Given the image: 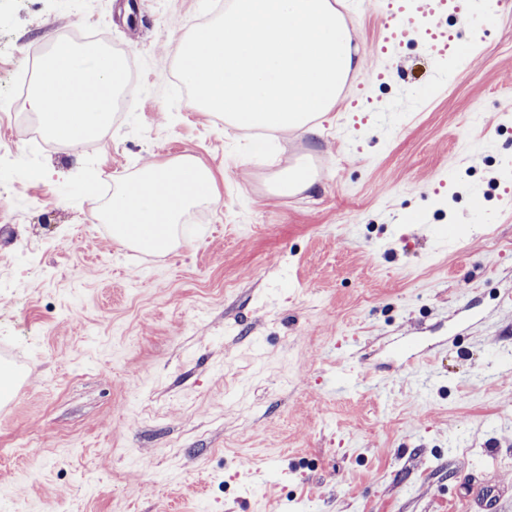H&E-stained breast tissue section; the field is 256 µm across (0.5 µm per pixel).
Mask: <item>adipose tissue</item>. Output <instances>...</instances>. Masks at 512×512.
Returning a JSON list of instances; mask_svg holds the SVG:
<instances>
[{
	"mask_svg": "<svg viewBox=\"0 0 512 512\" xmlns=\"http://www.w3.org/2000/svg\"><path fill=\"white\" fill-rule=\"evenodd\" d=\"M122 88L120 59L105 49L61 39L54 43L26 104L38 116L43 134L69 149L109 127L113 100ZM203 199L218 201L216 177L195 157L148 166L112 196V240L128 248L166 250L175 242L183 214Z\"/></svg>",
	"mask_w": 512,
	"mask_h": 512,
	"instance_id": "obj_1",
	"label": "adipose tissue"
}]
</instances>
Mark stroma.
<instances>
[{"mask_svg": "<svg viewBox=\"0 0 512 512\" xmlns=\"http://www.w3.org/2000/svg\"><path fill=\"white\" fill-rule=\"evenodd\" d=\"M119 2L0 0V79L73 32L133 71L83 152L0 112V349L29 377L0 412V512H512V0L445 21L468 60L391 37L415 0H336L357 75L261 158L161 98L199 0ZM184 154L220 200L179 246L89 223L93 183ZM301 157L313 185L271 195Z\"/></svg>", "mask_w": 512, "mask_h": 512, "instance_id": "35a3bbf8", "label": "stroma"}]
</instances>
